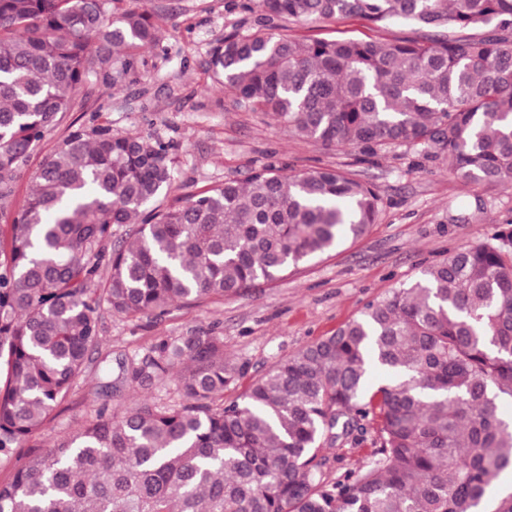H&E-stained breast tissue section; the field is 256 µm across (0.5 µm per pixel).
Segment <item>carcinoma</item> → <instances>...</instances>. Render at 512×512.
Listing matches in <instances>:
<instances>
[{"label":"carcinoma","mask_w":512,"mask_h":512,"mask_svg":"<svg viewBox=\"0 0 512 512\" xmlns=\"http://www.w3.org/2000/svg\"><path fill=\"white\" fill-rule=\"evenodd\" d=\"M118 0H0V199L75 107L107 93L162 42ZM300 23L360 16L429 30L393 41L230 33L210 69L224 91L297 138L372 156L419 147L466 182L512 186V0H256ZM169 146L77 129L0 208V461L43 427L101 344L100 307L162 312L248 293L376 222V188L331 168L270 162L162 209ZM136 224L124 244L114 227ZM108 276L100 282L101 268ZM390 379L371 389V366ZM131 389L175 377L181 402L102 406L0 481V512H481L512 470V233L469 245L336 331L247 373L210 330L118 363ZM372 419V463L323 477L326 445Z\"/></svg>","instance_id":"carcinoma-1"}]
</instances>
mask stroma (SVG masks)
<instances>
[{
  "label": "stroma",
  "instance_id": "1",
  "mask_svg": "<svg viewBox=\"0 0 512 512\" xmlns=\"http://www.w3.org/2000/svg\"><path fill=\"white\" fill-rule=\"evenodd\" d=\"M239 0H124L147 8L162 29V44L150 53L147 69L113 93L98 82L87 85V107L61 114L57 127L30 153L4 206L22 204L31 176L70 131L109 126L116 134L158 138L172 146L174 180L159 199L168 206L179 197L246 181L271 161L294 170L330 167L373 184L381 197L376 224L357 241L347 240L314 258L299 272L261 284L244 296L221 301H188L162 315L124 316L103 312V345L93 353L71 395L58 405L45 428L28 439L16 456L48 448L94 415L101 406L149 399L175 403V382L105 398L101 389L121 355L144 354L163 339L202 327L224 339L226 358L244 363L248 373L225 400L241 396L254 377L303 345L329 335L355 317L369 301L408 286L422 271L454 250L490 242L512 231V187L465 183L446 158H423L419 149L394 146L362 158L358 151L303 141L268 112L236 104L208 68L212 49L224 35L282 32L296 37L360 40L415 38L417 26L402 21L376 25L359 17L302 24L242 11ZM372 433L361 443L338 440L324 449L327 479L364 469L372 459Z\"/></svg>",
  "mask_w": 512,
  "mask_h": 512
}]
</instances>
